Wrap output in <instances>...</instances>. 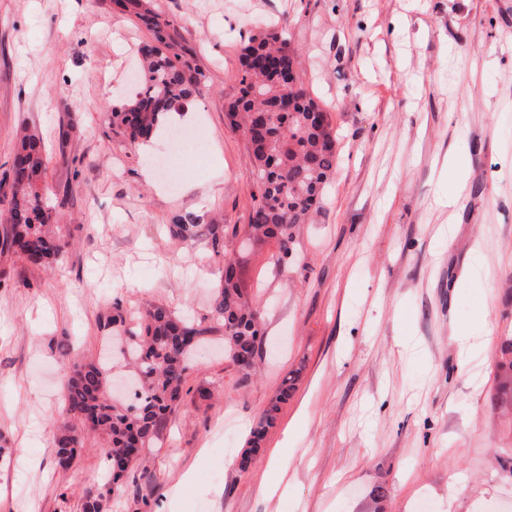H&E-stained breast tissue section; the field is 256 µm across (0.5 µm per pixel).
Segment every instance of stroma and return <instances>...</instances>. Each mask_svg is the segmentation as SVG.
<instances>
[{
	"mask_svg": "<svg viewBox=\"0 0 512 512\" xmlns=\"http://www.w3.org/2000/svg\"><path fill=\"white\" fill-rule=\"evenodd\" d=\"M208 82L182 122L197 145L112 130L150 35L112 0H0V200L21 129L46 148L47 204L71 247L53 267L0 253V512H80L104 466L88 443L56 469L61 343L106 347L120 302L207 317L219 262L263 319L243 375L211 336L162 439L105 512H512V416L491 411L512 333V0H152ZM284 33L324 104L339 166L296 230L239 247L252 213L245 143L226 118L239 49ZM153 182H145L142 169ZM458 187L456 206L439 205ZM194 223L192 239L172 235ZM295 388L256 453L247 441ZM283 451L275 466L271 449ZM287 493H266L273 479ZM290 384L288 381L284 382L282 388L279 393L263 411L259 421V427L253 431L251 438L248 441V444L251 448H258L267 428L272 427L275 424L277 419V414L280 411V404L285 403L288 400L292 392V381Z\"/></svg>",
	"mask_w": 512,
	"mask_h": 512,
	"instance_id": "stroma-1",
	"label": "stroma"
}]
</instances>
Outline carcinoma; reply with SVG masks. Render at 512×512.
Wrapping results in <instances>:
<instances>
[{
	"label": "carcinoma",
	"mask_w": 512,
	"mask_h": 512,
	"mask_svg": "<svg viewBox=\"0 0 512 512\" xmlns=\"http://www.w3.org/2000/svg\"><path fill=\"white\" fill-rule=\"evenodd\" d=\"M114 2L136 17L153 38L142 48L136 90L111 111L112 126L135 148L158 132L169 114L185 110L205 86L207 75L189 66L167 41L170 22L148 7L146 0ZM239 62L240 97L231 104L227 117L242 129L251 159L253 209L245 236L276 240V263L282 264L292 253L296 228L320 203L336 173V135L327 110L300 81L299 55L281 33L270 30L251 37L241 49ZM286 89L292 104L285 110L281 99ZM45 171L42 140L34 133L23 135L11 165L12 193L5 209L9 224L0 228V253L40 267L51 266L70 247L43 205ZM218 273V290L207 322L154 304L141 314L136 329L128 330L120 303L113 304L104 326L128 335V354L135 361L137 375L131 404H117L107 396L109 368L104 359L73 353L68 345L59 350L64 399L55 435L56 466L62 471L71 469L93 434L109 472L108 479L99 481L97 489L84 497L81 512H103L104 501L114 493L118 480L143 449L160 439L168 415L182 397L189 355L198 342L220 332L228 359L248 370L254 368L263 336L261 315L244 297L229 261L222 260ZM495 367L499 381L489 396L490 407L511 411L512 335L502 337ZM291 392L292 385L284 383L262 411L259 427L248 441L250 447H259Z\"/></svg>",
	"instance_id": "obj_1"
}]
</instances>
